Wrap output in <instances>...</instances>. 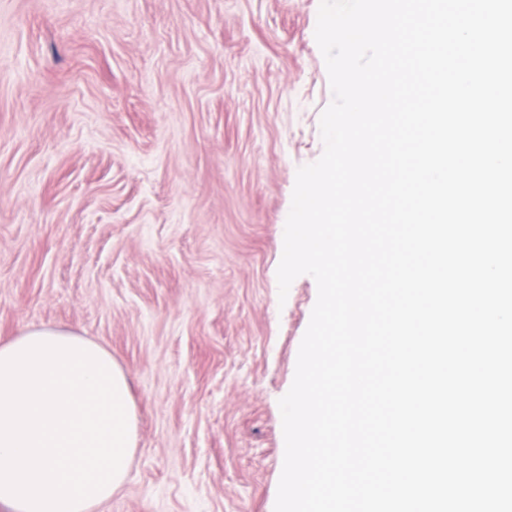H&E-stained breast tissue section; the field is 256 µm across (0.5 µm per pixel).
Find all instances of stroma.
Segmentation results:
<instances>
[{"label":"stroma","instance_id":"obj_1","mask_svg":"<svg viewBox=\"0 0 512 512\" xmlns=\"http://www.w3.org/2000/svg\"><path fill=\"white\" fill-rule=\"evenodd\" d=\"M320 0H0V339L124 371L136 447L98 512H274L279 400L317 299L280 298L333 99Z\"/></svg>","mask_w":512,"mask_h":512}]
</instances>
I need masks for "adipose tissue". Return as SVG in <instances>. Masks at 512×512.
Returning <instances> with one entry per match:
<instances>
[{
    "label": "adipose tissue",
    "mask_w": 512,
    "mask_h": 512,
    "mask_svg": "<svg viewBox=\"0 0 512 512\" xmlns=\"http://www.w3.org/2000/svg\"><path fill=\"white\" fill-rule=\"evenodd\" d=\"M136 424L101 345L44 325L0 341V506L97 512L125 481Z\"/></svg>",
    "instance_id": "ef3b65f1"
}]
</instances>
